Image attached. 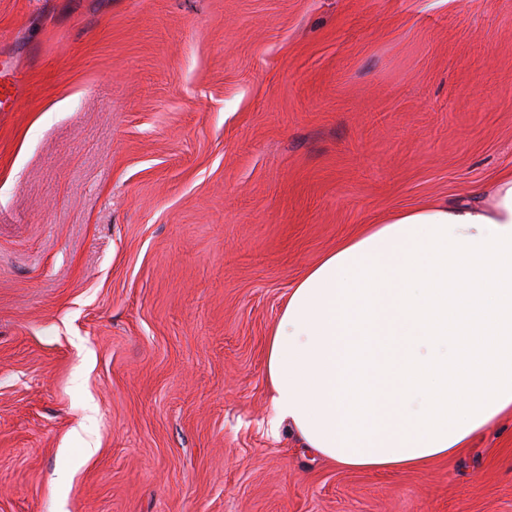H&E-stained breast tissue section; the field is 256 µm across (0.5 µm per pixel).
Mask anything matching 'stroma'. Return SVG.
<instances>
[{"label": "stroma", "mask_w": 512, "mask_h": 512, "mask_svg": "<svg viewBox=\"0 0 512 512\" xmlns=\"http://www.w3.org/2000/svg\"><path fill=\"white\" fill-rule=\"evenodd\" d=\"M0 512H512L272 427L295 279L512 165V0H0Z\"/></svg>", "instance_id": "35a3bbf8"}]
</instances>
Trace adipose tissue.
Here are the masks:
<instances>
[{
  "label": "adipose tissue",
  "mask_w": 512,
  "mask_h": 512,
  "mask_svg": "<svg viewBox=\"0 0 512 512\" xmlns=\"http://www.w3.org/2000/svg\"><path fill=\"white\" fill-rule=\"evenodd\" d=\"M266 370L275 423L350 470L415 469L512 418V171L338 242L295 280Z\"/></svg>",
  "instance_id": "1"
}]
</instances>
